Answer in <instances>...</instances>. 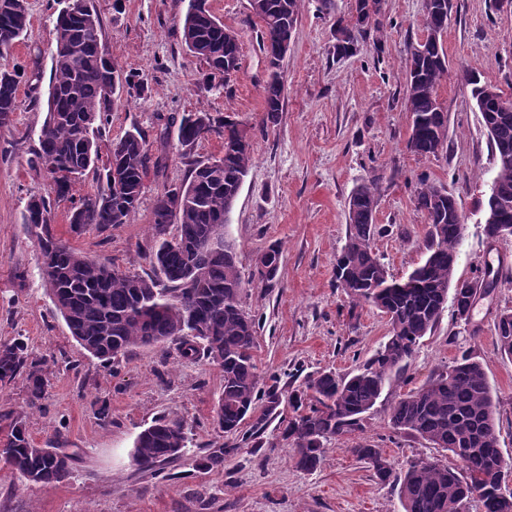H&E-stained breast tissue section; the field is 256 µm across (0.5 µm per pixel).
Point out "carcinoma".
Returning a JSON list of instances; mask_svg holds the SVG:
<instances>
[{
  "label": "carcinoma",
  "instance_id": "carcinoma-1",
  "mask_svg": "<svg viewBox=\"0 0 512 512\" xmlns=\"http://www.w3.org/2000/svg\"><path fill=\"white\" fill-rule=\"evenodd\" d=\"M301 0H250L259 22L258 42L269 65L263 87V127L276 124L283 111L284 87L279 56L282 41L292 38ZM358 19L337 22L344 53L354 49L363 25L369 21L368 0H358ZM450 0H431V20L440 28L448 24ZM29 26L27 0H0V56L25 35ZM60 43L52 55L53 79L48 90L47 115L33 150L30 166L52 175L50 191L28 199L22 214H51L53 205L68 198L70 174L82 177L92 171L102 187L72 202L70 232L79 235L89 225L106 231L127 223L145 193L149 171L161 172L163 158L149 152L144 132L134 126L110 141L106 160H101L99 140L106 133L112 107L121 91L142 98L150 92L139 75L122 73L107 50L95 0H71L70 9L53 19ZM209 8L207 0H188L182 27L186 49L206 65L204 87L218 91L229 85L240 55V41ZM405 111L411 113L414 153L431 155L448 143V116L438 103V87L448 77L444 51L428 58L412 46L406 60ZM42 79L41 53L30 55L25 65L0 69V126L10 122L18 108V90L25 84L38 90ZM471 86L481 116L496 115L488 134L492 141L497 175L496 205L504 224H490L489 235L500 231L512 237V112L500 111V103L512 99L482 97L491 84L473 72L463 74ZM112 90L107 94L106 90ZM177 126L182 155L215 134L224 140V163L208 166L198 161L190 179L164 188L152 209L149 253L152 273H125L101 263L55 236L50 219L32 228L39 230L38 246L43 277L56 312L71 336L91 356L117 364L131 351L171 343L182 359L204 356L224 373V384L215 405V421L230 434H241L247 416L261 399L272 410L279 402L276 387H260L255 362L256 324L240 303L242 279L234 245L224 227L226 196L236 190L248 172L253 148L238 144L239 123L199 110L171 119ZM444 188L423 180L415 207L428 225L429 255L404 280L395 279L373 250L379 233L375 224L378 187L363 183L351 194L347 224L349 233L336 258V287L353 305L366 304L386 315L389 334L384 344L350 377L325 370L311 376L304 389L289 396L293 416L283 430L295 465L317 469L326 443L362 428L364 415L378 402L413 358L421 340L432 332L447 299H452L457 318H467L475 304L470 281L456 277V248L464 226L448 210ZM267 269L256 272L259 280L272 281L279 269L282 250L272 244L266 250ZM501 354L512 358V309L499 312L494 324ZM25 381L30 405L45 398L49 386L42 364L27 353L23 341L0 344V386ZM7 428L0 436V462L32 488H48L69 478L73 454L62 448H40L28 434L24 415L0 413ZM389 422L397 433L419 437L451 452L461 463L457 470L439 461L419 459L400 472L393 469L381 449L360 443L351 452L369 464L383 485L398 490L403 512H469L476 501L482 512H512L508 480L512 467L504 464L497 446L499 428L496 404L480 356L468 349L447 369L413 389L392 406ZM188 448L184 426L160 418L142 430L133 457L151 470L182 457ZM224 463V447L208 449L196 468L211 469Z\"/></svg>",
  "mask_w": 512,
  "mask_h": 512
}]
</instances>
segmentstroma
Instances as JSON below:
<instances>
[{
    "mask_svg": "<svg viewBox=\"0 0 512 512\" xmlns=\"http://www.w3.org/2000/svg\"><path fill=\"white\" fill-rule=\"evenodd\" d=\"M96 0L107 48L119 67L148 81L146 99H119L111 136L137 126L152 154L164 155V174L148 176L142 202L127 223L81 235L69 229L70 200L55 204L51 229L83 253L131 273L150 270L146 257L154 200L164 185L187 181L194 162L223 152L212 135L192 157H182L176 135L160 137V117L205 110L229 115L252 135L253 161L225 231L237 253L243 280L241 306L260 322L256 363L262 379L278 381L275 409L259 404L244 430L256 445L225 434L214 420L223 384L206 359L183 361L174 345L131 352L120 370L86 353L55 312L40 270L36 235L22 222L30 196L49 192L47 170L29 165L46 117L48 83L38 95L19 88V107L0 127V343L21 337L40 360L50 386L41 407L27 404L22 380L0 386V411L24 413L34 442L77 452L72 478L47 489L23 487L0 466V512H401L396 488L380 484L351 448H381L394 468L424 458L448 459L429 442L393 432L391 406L420 387L465 349L482 359L498 398V446L512 464V359L497 349L494 319L512 307V238L488 246L481 203L496 176L494 150L471 97L464 72L474 71L512 96V0H451L441 38L448 78L438 89L448 114V145L421 156L407 143L410 115L404 109L409 45L426 34L425 0H379L376 20L365 27L353 54L336 53V22L350 20L357 0H302L291 48L283 61L286 85L276 126L263 128V85L268 65L257 39L249 0H209L226 28L240 35L241 64L228 89L201 87L205 65L181 42L187 0ZM63 0H28L31 24L0 67L41 52L51 71L52 14ZM441 184L456 198L465 219L456 274L473 278L502 268L489 297L470 321L445 306L404 374L366 414L361 433L326 445L317 470L296 467L280 423L292 414L288 394L308 375L327 369L345 376L384 342L388 322L366 305L352 307L334 281V263L346 241L347 206L360 184L375 182L373 242L389 272L403 279L428 251L425 216L415 208L419 177ZM283 256L276 278L254 279L259 256L271 243ZM108 406V420L98 409ZM183 423L190 440L185 456L162 470H143L131 456L138 433L156 418ZM222 445L223 466L195 470L192 459Z\"/></svg>",
    "mask_w": 512,
    "mask_h": 512,
    "instance_id": "1",
    "label": "stroma"
}]
</instances>
